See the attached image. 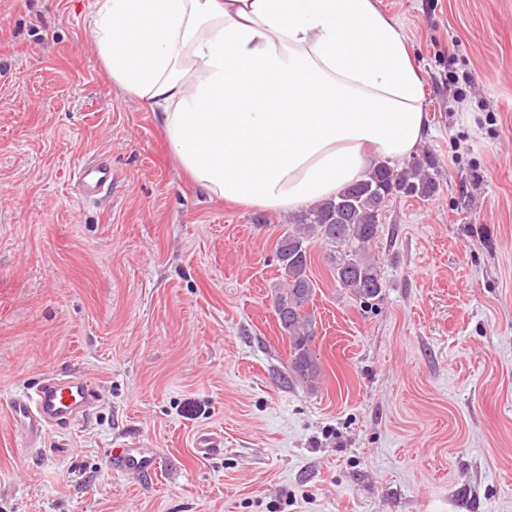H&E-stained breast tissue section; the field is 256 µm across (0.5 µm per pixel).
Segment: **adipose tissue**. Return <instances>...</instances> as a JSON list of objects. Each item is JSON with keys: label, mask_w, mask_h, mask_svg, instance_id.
<instances>
[{"label": "adipose tissue", "mask_w": 512, "mask_h": 512, "mask_svg": "<svg viewBox=\"0 0 512 512\" xmlns=\"http://www.w3.org/2000/svg\"><path fill=\"white\" fill-rule=\"evenodd\" d=\"M113 83L209 195L288 212L428 133L425 77L378 0H95Z\"/></svg>", "instance_id": "1"}]
</instances>
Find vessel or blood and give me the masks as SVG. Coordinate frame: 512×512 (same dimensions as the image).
I'll return each instance as SVG.
<instances>
[{"label": "vessel or blood", "mask_w": 512, "mask_h": 512, "mask_svg": "<svg viewBox=\"0 0 512 512\" xmlns=\"http://www.w3.org/2000/svg\"><path fill=\"white\" fill-rule=\"evenodd\" d=\"M112 179V169L104 163H88L78 168L75 187L84 197L96 196ZM96 401L91 383L77 373L55 371L44 375L34 392L12 398L9 417L14 430L20 431L28 446H35L53 427L65 428L77 417L89 414ZM194 453L201 459H213L224 453V437L218 433H200L194 441ZM110 466L119 472L145 474L156 465L155 454L124 442L109 449Z\"/></svg>", "instance_id": "1"}]
</instances>
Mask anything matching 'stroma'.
I'll use <instances>...</instances> for the list:
<instances>
[{
  "instance_id": "obj_1",
  "label": "stroma",
  "mask_w": 512,
  "mask_h": 512,
  "mask_svg": "<svg viewBox=\"0 0 512 512\" xmlns=\"http://www.w3.org/2000/svg\"><path fill=\"white\" fill-rule=\"evenodd\" d=\"M380 7L426 76L438 191L383 207L370 303L311 241L320 376L286 384L288 213L181 171L97 55L94 0H0V512H512V0ZM98 158L112 188L82 198ZM52 370L99 402L30 448L8 405ZM131 439L154 473L110 467ZM112 180V168L105 163H88L78 168L74 187L82 197H95ZM194 453L199 459H213L223 455V434L200 433L194 441Z\"/></svg>"
}]
</instances>
